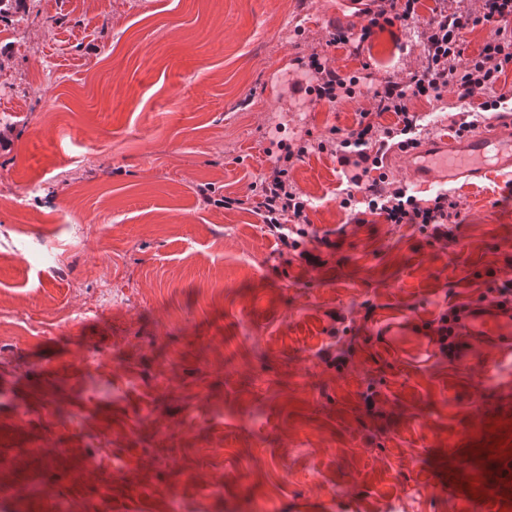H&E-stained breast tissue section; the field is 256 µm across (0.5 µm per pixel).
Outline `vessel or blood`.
I'll return each instance as SVG.
<instances>
[{
    "label": "vessel or blood",
    "mask_w": 512,
    "mask_h": 512,
    "mask_svg": "<svg viewBox=\"0 0 512 512\" xmlns=\"http://www.w3.org/2000/svg\"><path fill=\"white\" fill-rule=\"evenodd\" d=\"M415 184H442L462 177L481 178L493 172L512 169V116H496L488 126L462 138L451 136L403 149L401 152ZM461 339L493 346L502 361L512 362V307L487 304L470 308L456 329ZM501 459L491 477L470 486L469 492L480 503L482 512H502L512 498V451L499 450Z\"/></svg>",
    "instance_id": "b4317fda"
}]
</instances>
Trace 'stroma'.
Instances as JSON below:
<instances>
[{
	"label": "stroma",
	"instance_id": "35a3bbf8",
	"mask_svg": "<svg viewBox=\"0 0 512 512\" xmlns=\"http://www.w3.org/2000/svg\"><path fill=\"white\" fill-rule=\"evenodd\" d=\"M439 0L332 41L353 0H23L0 15V512H470L442 495L486 432L512 441V364L465 346L417 359L453 307L512 279L511 175L448 184L460 217L435 238L343 207L318 151L374 109L288 95L300 60L404 81L425 65ZM483 97L409 103L448 133ZM317 239L269 234L253 203L287 147ZM201 184L213 188L203 204ZM233 198L224 208L217 201ZM118 302L90 307L104 285ZM413 319L401 351L376 339ZM344 355L337 365L336 355ZM458 453L448 456V444Z\"/></svg>",
	"mask_w": 512,
	"mask_h": 512
}]
</instances>
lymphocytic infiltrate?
Listing matches in <instances>:
<instances>
[{
    "instance_id": "obj_1",
    "label": "lymphocytic infiltrate",
    "mask_w": 512,
    "mask_h": 512,
    "mask_svg": "<svg viewBox=\"0 0 512 512\" xmlns=\"http://www.w3.org/2000/svg\"><path fill=\"white\" fill-rule=\"evenodd\" d=\"M371 3L366 11L368 23L358 35L362 42L380 24L403 23L417 14L418 0H371ZM511 19L512 0H482V8L476 13L440 11L425 32V69L410 76L408 81L388 79L374 86L372 98L377 111L393 113L394 125L381 128L369 121H359L357 129L334 147L349 186L362 190L370 212L383 216L391 224H418L432 229L434 237H447L449 225L457 223L460 216L458 203L448 191L437 192L424 206L408 195L405 187L382 177L371 178L370 173L392 145H411V134L419 122L418 115L408 108L411 98L438 100L451 86L462 99L491 93V100L483 104L484 109L490 110L512 97L500 87L506 67L512 65V29L504 26ZM488 23L497 26L494 39L477 56H466L462 31ZM304 76L313 81V91L321 100L335 102L349 90L347 79L315 55L311 56ZM257 209L268 232L284 243L289 240V228L307 221L305 201L289 184L287 169L278 166L261 183Z\"/></svg>"
}]
</instances>
